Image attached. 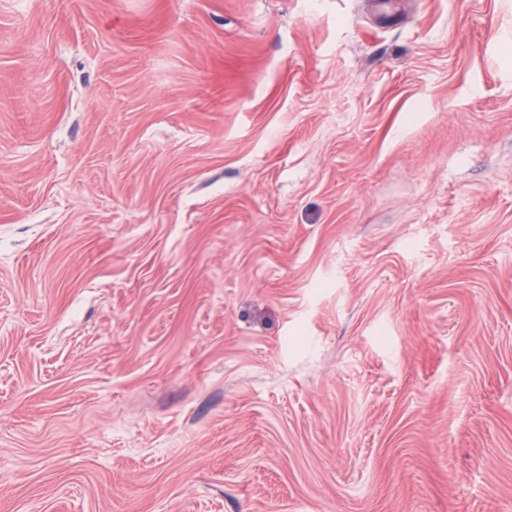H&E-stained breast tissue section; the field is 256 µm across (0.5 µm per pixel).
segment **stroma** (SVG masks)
Here are the masks:
<instances>
[{
	"mask_svg": "<svg viewBox=\"0 0 512 512\" xmlns=\"http://www.w3.org/2000/svg\"><path fill=\"white\" fill-rule=\"evenodd\" d=\"M0 512H512V0H0Z\"/></svg>",
	"mask_w": 512,
	"mask_h": 512,
	"instance_id": "stroma-1",
	"label": "stroma"
}]
</instances>
